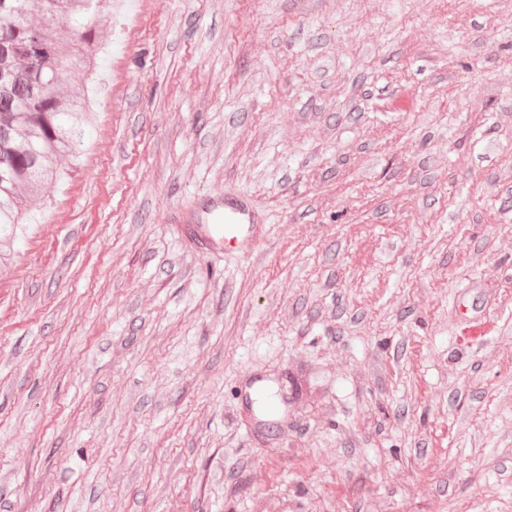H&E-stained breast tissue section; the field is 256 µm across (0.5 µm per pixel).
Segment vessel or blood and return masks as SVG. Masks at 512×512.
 Listing matches in <instances>:
<instances>
[{
  "label": "vessel or blood",
  "instance_id": "1",
  "mask_svg": "<svg viewBox=\"0 0 512 512\" xmlns=\"http://www.w3.org/2000/svg\"><path fill=\"white\" fill-rule=\"evenodd\" d=\"M191 219L193 240L206 248L230 250L250 245L255 214L248 200L238 195L228 192L201 200Z\"/></svg>",
  "mask_w": 512,
  "mask_h": 512
}]
</instances>
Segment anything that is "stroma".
Segmentation results:
<instances>
[{
	"mask_svg": "<svg viewBox=\"0 0 512 512\" xmlns=\"http://www.w3.org/2000/svg\"><path fill=\"white\" fill-rule=\"evenodd\" d=\"M0 241V512H512V0H112ZM259 213L194 248L195 203ZM191 220L192 239L213 250L247 249L251 244L250 229L255 223L254 211L248 200L224 192V197L201 200Z\"/></svg>",
	"mask_w": 512,
	"mask_h": 512,
	"instance_id": "1",
	"label": "stroma"
}]
</instances>
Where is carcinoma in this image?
Here are the masks:
<instances>
[{"label": "carcinoma", "instance_id": "1", "mask_svg": "<svg viewBox=\"0 0 512 512\" xmlns=\"http://www.w3.org/2000/svg\"><path fill=\"white\" fill-rule=\"evenodd\" d=\"M106 2L0 0V233L17 230L58 159L83 145L84 96L56 87L90 67L91 12Z\"/></svg>", "mask_w": 512, "mask_h": 512}]
</instances>
